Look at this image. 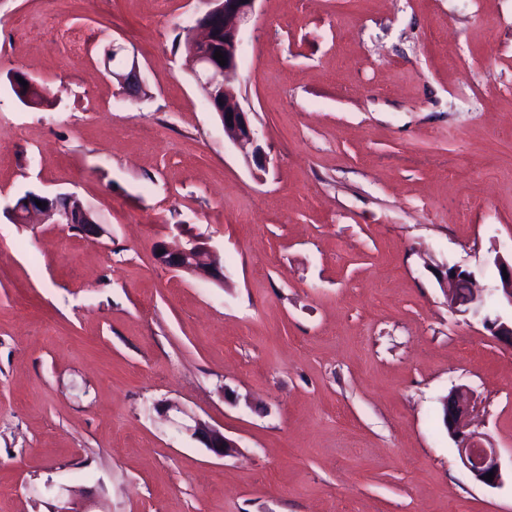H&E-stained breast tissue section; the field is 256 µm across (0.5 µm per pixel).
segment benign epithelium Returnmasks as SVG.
Returning a JSON list of instances; mask_svg holds the SVG:
<instances>
[{
	"mask_svg": "<svg viewBox=\"0 0 512 512\" xmlns=\"http://www.w3.org/2000/svg\"><path fill=\"white\" fill-rule=\"evenodd\" d=\"M257 0H209L210 8L203 16L195 20L190 27L192 36L191 53L193 65L197 67L195 75L206 88L219 87L223 93L224 108L217 115L224 128V138L238 148L244 156L262 166V149L257 144L256 132L249 113L239 100V91L235 84L241 32L253 20ZM220 20L224 24V58L226 65H220L214 58L211 38L212 22ZM124 48L112 46V78L121 86L123 93L131 100H137L145 94L137 62L123 55ZM67 204L61 207L57 198L44 195H26L17 200L11 208L13 219L18 223H28L35 214L47 213L57 216L59 223L66 224L78 233L97 238L101 228L91 213L72 196L65 195ZM44 206H36V202ZM157 258L165 267L189 275H200L210 280L224 283L222 267L212 258L206 248L199 243H190L185 247L169 249L160 244L156 250ZM498 270V284L491 289L495 300L512 307V259L502 256L495 259ZM439 279L448 295V307L455 312H468L473 307L484 305V298L473 294L474 274L454 266L439 273ZM484 323L491 335L512 345V321L502 320L500 316L484 317ZM162 417L174 412L189 418L192 424H181L179 430L190 434L217 457L232 453L235 444L224 436V432L211 427L176 402L162 401L155 405ZM470 390L459 386L451 390L443 401L442 421L448 435L454 441L459 459L474 478L486 485L497 486L502 483L503 473L498 449L483 443V434L472 428ZM494 473V479L486 480L485 475Z\"/></svg>",
	"mask_w": 512,
	"mask_h": 512,
	"instance_id": "7a95c632",
	"label": "benign epithelium"
}]
</instances>
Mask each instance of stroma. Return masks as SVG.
I'll use <instances>...</instances> for the list:
<instances>
[{
	"instance_id": "1",
	"label": "stroma",
	"mask_w": 512,
	"mask_h": 512,
	"mask_svg": "<svg viewBox=\"0 0 512 512\" xmlns=\"http://www.w3.org/2000/svg\"><path fill=\"white\" fill-rule=\"evenodd\" d=\"M205 9L0 0V512H512L442 424L470 388L512 468V346L434 275L487 289L512 254V0H258L236 84L262 170L192 73ZM116 43L140 100L105 70ZM28 191L102 234L15 223ZM193 241L223 284L155 256ZM443 288L448 295V306L455 312H468L471 308L484 306V298L473 294L474 274L461 267H448L438 274ZM474 305V306H473ZM476 306V307H475ZM155 410L160 416L165 418H170V412L189 418L194 424L188 425L182 423L178 425L179 430H184L186 433L190 434L191 438L202 443L205 448H208V450L217 457L224 458L232 453L233 448H236V445L227 439L222 431L209 426L196 416L191 415L189 411L179 403L162 401L155 405Z\"/></svg>"
}]
</instances>
